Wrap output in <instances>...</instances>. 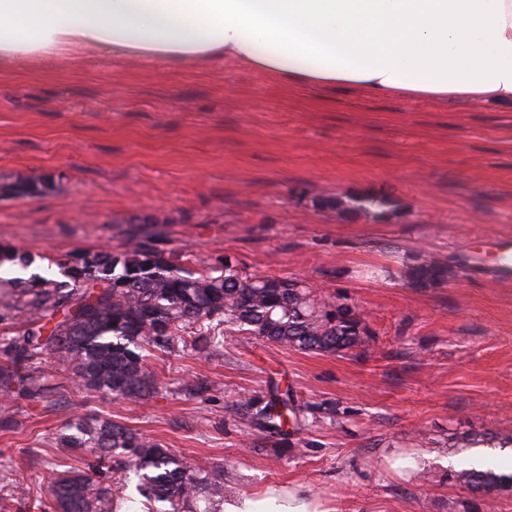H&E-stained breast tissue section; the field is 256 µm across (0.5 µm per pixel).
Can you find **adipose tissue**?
I'll use <instances>...</instances> for the list:
<instances>
[{"label":"adipose tissue","instance_id":"adipose-tissue-1","mask_svg":"<svg viewBox=\"0 0 512 512\" xmlns=\"http://www.w3.org/2000/svg\"><path fill=\"white\" fill-rule=\"evenodd\" d=\"M246 66L303 87L512 104V0H0V58Z\"/></svg>","mask_w":512,"mask_h":512}]
</instances>
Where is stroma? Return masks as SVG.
I'll list each match as a JSON object with an SVG mask.
<instances>
[{
    "mask_svg": "<svg viewBox=\"0 0 512 512\" xmlns=\"http://www.w3.org/2000/svg\"><path fill=\"white\" fill-rule=\"evenodd\" d=\"M349 196L381 205H322ZM133 217L157 220L172 258L308 282L356 307L375 338L321 355L213 321L219 351L148 357L164 386L137 403L0 391V487L30 490L8 512H33L51 466L92 465L58 445L80 417L223 464L230 500L296 488L318 512H512V494L447 478L449 462L477 455L512 470V447L485 443L512 434V279L498 278L492 246L512 236L511 106L77 50L0 64V246L70 262L121 249ZM434 258L447 279L410 284L407 268ZM198 378L208 390L185 395ZM275 385L301 407L285 444L239 419Z\"/></svg>",
    "mask_w": 512,
    "mask_h": 512,
    "instance_id": "35a3bbf8",
    "label": "stroma"
}]
</instances>
